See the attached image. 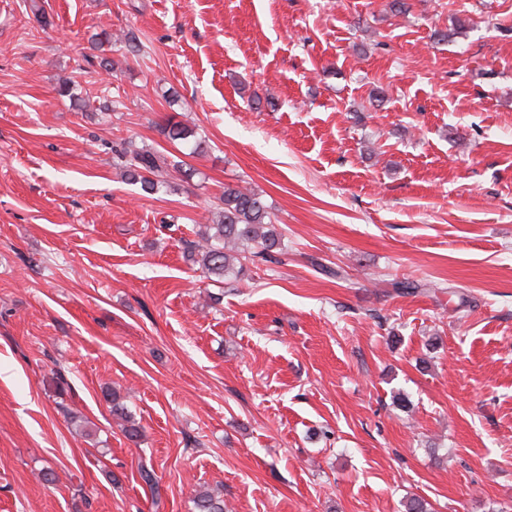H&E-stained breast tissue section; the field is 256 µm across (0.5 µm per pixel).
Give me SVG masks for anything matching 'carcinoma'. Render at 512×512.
I'll return each instance as SVG.
<instances>
[{"label": "carcinoma", "mask_w": 512, "mask_h": 512, "mask_svg": "<svg viewBox=\"0 0 512 512\" xmlns=\"http://www.w3.org/2000/svg\"><path fill=\"white\" fill-rule=\"evenodd\" d=\"M163 132L172 141L192 140L195 148L201 146L195 129L183 121L168 120ZM117 155L126 179L147 193L166 185L170 171H183V161L161 151L144 149L133 140L124 142ZM252 247L257 248L253 256L277 262L274 251L283 250L282 233L258 193L227 185L218 198L212 223L200 233L198 241L190 244L188 258L207 279L236 281L247 275L246 252ZM106 399L112 403V414L125 422L127 436L137 438L139 430L131 413L112 392H106ZM192 501L195 512H224V498L215 491L197 490Z\"/></svg>", "instance_id": "carcinoma-1"}]
</instances>
